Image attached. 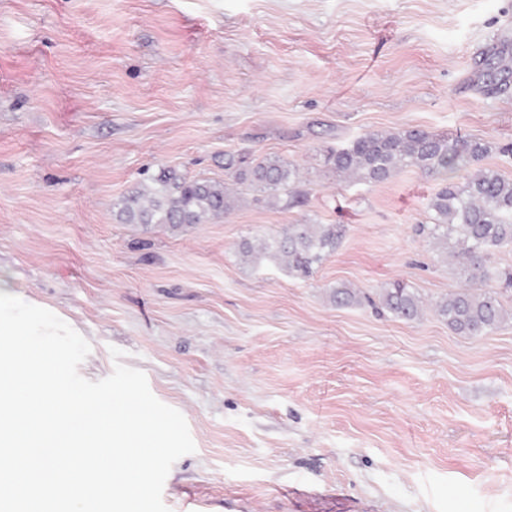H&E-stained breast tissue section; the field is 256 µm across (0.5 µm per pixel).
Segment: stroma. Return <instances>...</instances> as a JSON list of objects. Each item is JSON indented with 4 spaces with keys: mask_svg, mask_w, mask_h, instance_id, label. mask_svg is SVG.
I'll use <instances>...</instances> for the list:
<instances>
[{
    "mask_svg": "<svg viewBox=\"0 0 512 512\" xmlns=\"http://www.w3.org/2000/svg\"><path fill=\"white\" fill-rule=\"evenodd\" d=\"M512 0H0V273L179 410L196 445L170 512H512V290L480 336L436 306L460 285L418 231L441 178L350 185L326 147L419 128L491 144L512 180ZM300 169L303 203L237 185L224 215L126 224L118 203L172 170L224 183L225 154ZM342 224L303 280L239 245ZM403 282L415 320L339 306Z\"/></svg>",
    "mask_w": 512,
    "mask_h": 512,
    "instance_id": "obj_1",
    "label": "stroma"
}]
</instances>
